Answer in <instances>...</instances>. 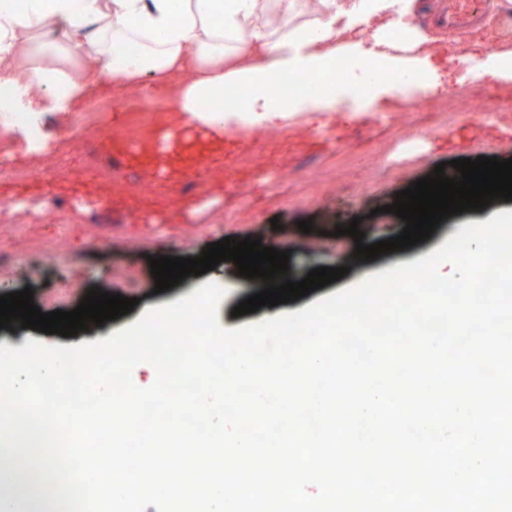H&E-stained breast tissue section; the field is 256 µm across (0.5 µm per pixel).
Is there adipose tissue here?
Returning <instances> with one entry per match:
<instances>
[{
    "label": "adipose tissue",
    "instance_id": "ef3b65f1",
    "mask_svg": "<svg viewBox=\"0 0 512 512\" xmlns=\"http://www.w3.org/2000/svg\"><path fill=\"white\" fill-rule=\"evenodd\" d=\"M390 0H0V86L8 108L38 120L79 112L107 89L163 95L190 125L249 133L311 112L335 111L347 94L279 102L283 74L317 76L337 42L389 26ZM362 13L365 30L339 27ZM250 86L243 109L221 115L209 100L225 86Z\"/></svg>",
    "mask_w": 512,
    "mask_h": 512
}]
</instances>
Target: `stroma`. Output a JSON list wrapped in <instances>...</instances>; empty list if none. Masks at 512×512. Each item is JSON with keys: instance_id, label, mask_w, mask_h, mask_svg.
I'll return each instance as SVG.
<instances>
[{"instance_id": "1", "label": "stroma", "mask_w": 512, "mask_h": 512, "mask_svg": "<svg viewBox=\"0 0 512 512\" xmlns=\"http://www.w3.org/2000/svg\"><path fill=\"white\" fill-rule=\"evenodd\" d=\"M408 23L435 46H400L395 54L417 59L443 94L417 91L411 102L391 105L347 100L343 112H316L280 126L274 141L249 144L175 121L160 99L153 109L162 115L161 128L136 143L120 132L142 105L125 96L95 98L107 112L110 137L76 141L60 131L74 113L44 117L41 157L20 143L7 159L9 167L32 169V176L0 178V200L20 203L10 223L0 224V295L31 288L35 305L49 313L75 309L81 290L98 287L135 299L136 306L72 337L0 329V345L20 348L34 340L70 347L105 339L147 309L174 303L210 281L226 292L220 325L239 328L304 310L370 275L431 254L465 225L511 211L512 201H492L445 219L428 240L360 263L352 259L353 237L337 235L348 214L359 218L364 243L398 236L403 226L386 210L397 192L443 162L512 157V98L503 83L480 75L494 50L499 16L462 34L434 26L423 8ZM487 110L493 118H484ZM112 162L132 188L97 176V166ZM302 220L311 222L310 233L299 229ZM228 237L289 251V272L300 279L319 267L348 272L299 300L238 317L233 309L253 290L230 261L156 292L149 257H197L207 244Z\"/></svg>"}]
</instances>
